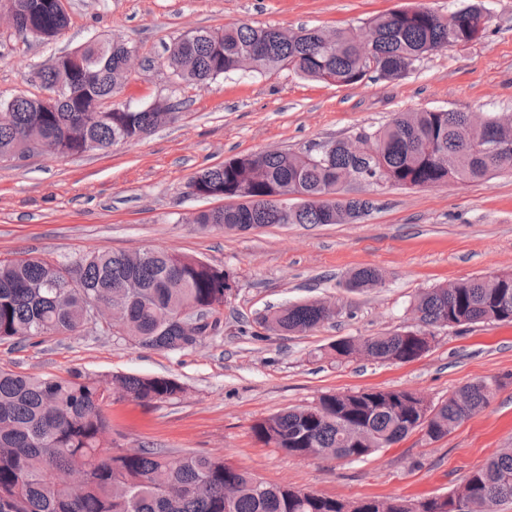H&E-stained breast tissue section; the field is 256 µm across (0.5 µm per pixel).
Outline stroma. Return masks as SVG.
<instances>
[{
	"label": "stroma",
	"mask_w": 512,
	"mask_h": 512,
	"mask_svg": "<svg viewBox=\"0 0 512 512\" xmlns=\"http://www.w3.org/2000/svg\"><path fill=\"white\" fill-rule=\"evenodd\" d=\"M468 0H66L69 27L43 42L0 26V100L36 96L30 73L90 37L134 47L139 63L115 104H175L178 117L149 136L67 158L48 153L0 163V258L60 261L95 251L166 249L196 255L236 275L224 325L176 352L138 348L90 323L40 344L0 342V366L27 374L79 370L177 380L184 394L107 408L116 448L220 455L265 482L346 500L435 497L458 487L499 449L512 448V322L440 327L422 357L404 363L326 358L333 342L394 332L424 289L512 272V174L486 183L372 193V209L349 224H272L227 232L192 224L214 199L193 194L202 169L265 149L298 151L386 124L395 113L455 110L512 115V0H483L486 34L427 56L405 78L352 86L313 82L289 69L241 71L177 83L165 49L181 35L244 21L285 31L341 28L366 36L377 14L427 8L440 15ZM362 267L384 284L349 288ZM335 301L336 318L290 336L263 335L255 317L285 302ZM502 386L484 410L447 437L413 434L356 461L293 458L256 441L259 419L321 395L410 390L443 400L480 378Z\"/></svg>",
	"instance_id": "stroma-1"
}]
</instances>
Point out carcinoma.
Listing matches in <instances>:
<instances>
[{"instance_id":"carcinoma-1","label":"carcinoma","mask_w":512,"mask_h":512,"mask_svg":"<svg viewBox=\"0 0 512 512\" xmlns=\"http://www.w3.org/2000/svg\"><path fill=\"white\" fill-rule=\"evenodd\" d=\"M58 0H16L20 24L16 32L35 29L49 41L68 26ZM488 12L480 0L441 16L429 9L397 10L369 21L367 42L347 30L302 28L296 33L235 22L218 29L182 35L167 49L165 64L176 78L195 84L240 70L265 74L289 67L302 76L340 86L355 85L375 75L400 80L434 51L464 46L487 30ZM131 47L95 38L82 46L84 66L74 71L55 59L31 80L57 96L53 112L42 111L36 97L0 100L12 108L0 119V163L17 160L31 140L40 138L54 154L69 157L108 151L138 141L166 118L165 101L151 110L130 108L107 112L103 121L87 124L86 115L115 95L127 75L123 70ZM466 112L423 110L398 112L385 125L367 129L368 151L354 156L341 139L314 150L250 153L202 170L193 177L199 195L246 200L223 211H201L193 223L345 224L372 209V203L344 196L343 174L358 170L381 175L389 186H432L459 174L468 183L486 182L512 172L507 156L477 154L467 141ZM303 195L278 216L277 197ZM236 283L228 270L193 255L160 249L139 253L97 251L65 262L49 257L0 260V341L20 339L36 344L53 336L78 333L95 303L114 297L123 301V339L150 350L180 351L218 331L224 296ZM382 273L356 270L350 285L376 288ZM196 310L193 322L182 316ZM415 326L381 336L341 338L329 346L336 361L351 359L360 345L380 362L419 357L411 338L415 330L456 327L486 321H512V274L459 281L448 290L434 287L412 304ZM336 304L310 302L283 305L258 318L276 335L305 333L333 320ZM127 397L142 404L177 399L185 392L167 377L121 374L91 376L71 371L65 376L24 374L0 368V512H454L455 498L466 512H499L512 503V448H505L473 471L460 488L422 501L402 498L347 501L269 484L219 456L165 448H106L110 431L105 413L112 380ZM499 387L496 379H478L420 413L404 392L358 390L350 396L325 394L315 406L272 414L252 427L255 438L290 456L360 460L419 433L430 441L446 436L462 421L485 409ZM235 492L231 505L224 489Z\"/></svg>"}]
</instances>
